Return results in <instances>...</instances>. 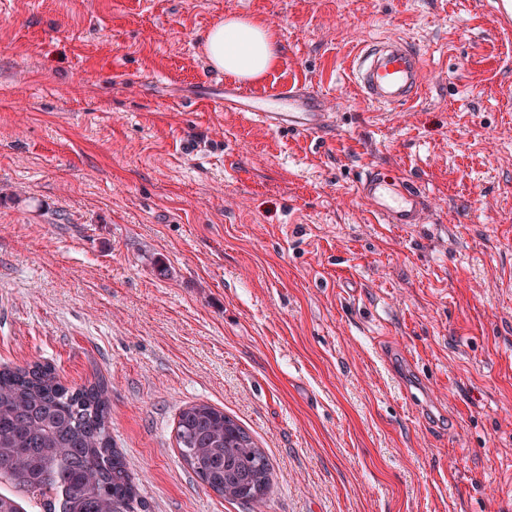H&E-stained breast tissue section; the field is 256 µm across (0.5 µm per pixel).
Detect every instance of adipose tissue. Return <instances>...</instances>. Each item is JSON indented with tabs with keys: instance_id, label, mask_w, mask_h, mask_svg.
Here are the masks:
<instances>
[{
	"instance_id": "obj_1",
	"label": "adipose tissue",
	"mask_w": 512,
	"mask_h": 512,
	"mask_svg": "<svg viewBox=\"0 0 512 512\" xmlns=\"http://www.w3.org/2000/svg\"><path fill=\"white\" fill-rule=\"evenodd\" d=\"M209 64L242 79L263 76L277 57V46L254 21L229 18L212 27L204 39Z\"/></svg>"
}]
</instances>
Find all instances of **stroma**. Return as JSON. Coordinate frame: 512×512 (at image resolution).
Instances as JSON below:
<instances>
[{"label":"stroma","mask_w":512,"mask_h":512,"mask_svg":"<svg viewBox=\"0 0 512 512\" xmlns=\"http://www.w3.org/2000/svg\"><path fill=\"white\" fill-rule=\"evenodd\" d=\"M232 16L279 48L244 88L315 91L320 137L225 106ZM391 34L423 85L379 108L351 61ZM511 88L480 0H5L0 366L103 377L148 512H249L179 454L199 402L268 456L262 512H512ZM371 167L425 223L375 222Z\"/></svg>","instance_id":"obj_1"}]
</instances>
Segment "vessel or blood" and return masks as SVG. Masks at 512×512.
Masks as SVG:
<instances>
[{
    "mask_svg": "<svg viewBox=\"0 0 512 512\" xmlns=\"http://www.w3.org/2000/svg\"><path fill=\"white\" fill-rule=\"evenodd\" d=\"M487 12L500 28L512 27V0H486ZM353 82L368 102L392 107L408 103L419 93L422 62L403 39L389 37L362 48L351 64ZM277 109L254 106L248 117L263 125L316 136L330 123L321 98L294 86L273 89ZM372 214L383 224L409 227L422 223L426 200L423 192L403 178H390L378 169H368L358 185Z\"/></svg>",
    "mask_w": 512,
    "mask_h": 512,
    "instance_id": "vessel-or-blood-1",
    "label": "vessel or blood"
}]
</instances>
